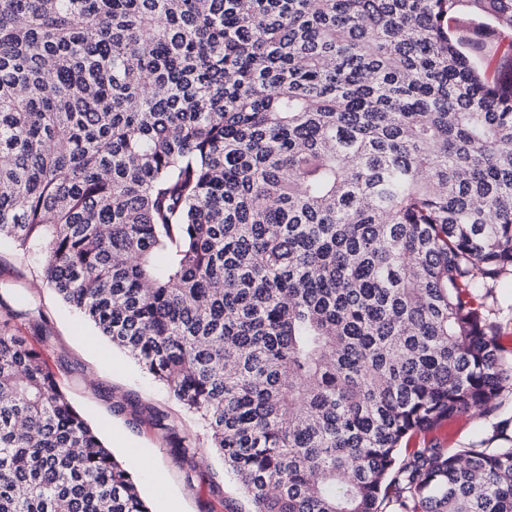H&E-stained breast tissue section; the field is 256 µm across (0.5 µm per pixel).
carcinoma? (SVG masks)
I'll list each match as a JSON object with an SVG mask.
<instances>
[{
    "label": "carcinoma",
    "instance_id": "carcinoma-1",
    "mask_svg": "<svg viewBox=\"0 0 512 512\" xmlns=\"http://www.w3.org/2000/svg\"><path fill=\"white\" fill-rule=\"evenodd\" d=\"M461 15L468 25L454 28ZM512 0H0V242L251 512H512ZM0 315V512H152ZM487 305L493 312V318L500 327L502 343L507 349H512V282L504 280L492 288ZM442 427L438 434L439 440L448 448H465L471 443L487 437L492 432V421L477 413L457 416Z\"/></svg>",
    "mask_w": 512,
    "mask_h": 512
}]
</instances>
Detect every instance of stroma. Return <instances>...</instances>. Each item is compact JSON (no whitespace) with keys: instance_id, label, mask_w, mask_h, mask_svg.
Masks as SVG:
<instances>
[{"instance_id":"obj_1","label":"stroma","mask_w":512,"mask_h":512,"mask_svg":"<svg viewBox=\"0 0 512 512\" xmlns=\"http://www.w3.org/2000/svg\"><path fill=\"white\" fill-rule=\"evenodd\" d=\"M42 264L34 252L0 244V302L16 313L12 330L39 351L62 390L124 466L137 476L152 512H248L239 485L224 463L210 456L194 466L178 457L181 438L204 441L200 420L183 409L158 382L123 352L98 339L48 287H36ZM137 407L161 426L133 420ZM492 432L489 419L471 413L449 420L438 432L450 448H465Z\"/></svg>"}]
</instances>
